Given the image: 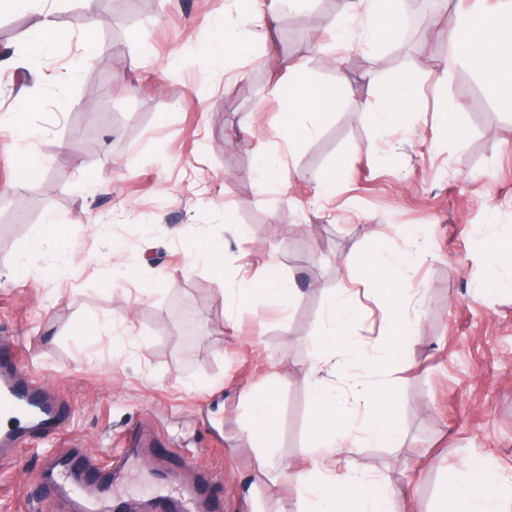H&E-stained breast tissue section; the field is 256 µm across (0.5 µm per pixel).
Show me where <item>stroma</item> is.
<instances>
[{
	"label": "stroma",
	"instance_id": "obj_1",
	"mask_svg": "<svg viewBox=\"0 0 512 512\" xmlns=\"http://www.w3.org/2000/svg\"><path fill=\"white\" fill-rule=\"evenodd\" d=\"M495 2L450 0L447 17L399 58L404 29L371 43L363 11L349 22L350 44L337 43L335 0L291 11L279 0H142L92 29L83 0H40L70 38L36 56L0 49V114L22 110L45 155L18 181L24 143L0 127V215L14 203L28 217L0 230V344L35 353L45 391L68 401L72 419L65 439L0 462V512H36L46 453L98 457L130 433L145 443L113 489L138 512H154L157 475L183 491L211 469L224 479L201 512H298L315 332L347 288L360 310L351 336L378 343L387 316L360 260L403 226L431 251L413 260L423 299L403 313L415 330L406 359L381 376L400 400L403 438L397 449H355V464L391 476L405 512H437L467 458L512 470V273L487 250L491 238L512 249V108L447 47L453 25ZM250 8L267 24L244 30L249 50L207 56L211 31ZM90 38L103 56L73 70ZM296 66L344 89L291 147L279 121ZM403 71L419 77V100L402 128H377L365 114ZM442 74L465 90L454 103L460 139L439 110ZM99 93L108 109L94 106ZM263 157L276 164L275 184L261 177ZM331 168L325 197L318 177ZM102 176L111 192L96 189ZM228 215L243 246L224 230ZM50 216L73 231V254L42 236ZM200 237L223 248V277L190 252ZM268 268L297 297L225 314V290ZM89 328L97 336L85 338ZM270 387L285 464L272 477L242 435L250 397ZM183 444L207 449L204 467L181 463Z\"/></svg>",
	"mask_w": 512,
	"mask_h": 512
}]
</instances>
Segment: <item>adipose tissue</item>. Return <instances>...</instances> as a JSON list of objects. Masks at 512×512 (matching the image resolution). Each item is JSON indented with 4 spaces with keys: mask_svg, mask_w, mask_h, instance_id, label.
I'll list each match as a JSON object with an SVG mask.
<instances>
[{
    "mask_svg": "<svg viewBox=\"0 0 512 512\" xmlns=\"http://www.w3.org/2000/svg\"><path fill=\"white\" fill-rule=\"evenodd\" d=\"M10 10L30 17L31 39L26 51L36 54L45 44L67 40L66 31L57 27L41 11L33 10V0H0ZM366 7L370 17V37L377 42L389 39L404 12L403 0H340L336 16V38L351 37L347 20L359 7ZM452 39L473 64L486 90L493 97L512 104V0L492 14H475L462 21L452 32ZM420 88L411 73L397 74L380 90V106L370 119L382 127L398 124L401 116L412 111ZM334 88L322 86L304 73H297L289 93L287 112L280 128L289 145H296L312 135L316 127L335 110ZM425 240L406 238L404 247L389 248L387 253L367 254L363 259L366 281L371 293L390 314L384 336L386 350L368 355L351 343L348 329L356 321L358 310L350 298H342L326 317V327L318 338V352L307 370L312 379L311 404L315 415L312 448L316 460L304 476L300 501L304 512H398L399 492L390 478L368 474L354 468L352 455L362 446H398L399 401L388 388L372 384L365 371H379L400 362L402 350L412 333L401 320L404 308L416 299L411 274V256L427 254ZM289 301L292 288L279 276L269 273L257 279H242L233 302L255 306L268 296ZM344 377L352 399L350 407L339 402L335 386L325 382V375ZM250 414L245 433L261 468L276 464L278 401L273 390L255 394L249 402ZM512 481V474L489 470L483 461L470 460L465 465L463 482L455 483L439 512H505L498 493L501 484Z\"/></svg>",
    "mask_w": 512,
    "mask_h": 512,
    "instance_id": "1",
    "label": "adipose tissue"
}]
</instances>
